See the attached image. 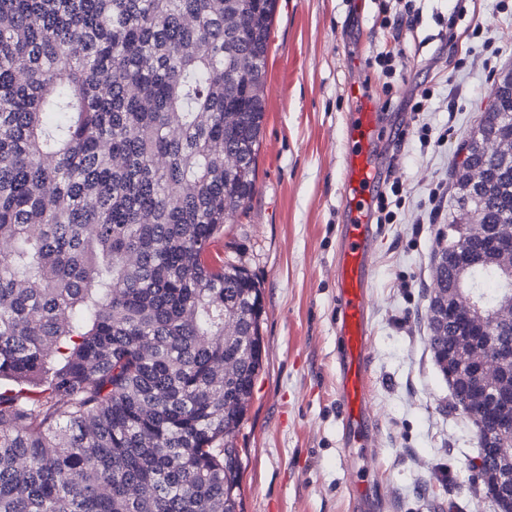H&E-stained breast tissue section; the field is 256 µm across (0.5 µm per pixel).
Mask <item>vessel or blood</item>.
<instances>
[{
  "mask_svg": "<svg viewBox=\"0 0 512 512\" xmlns=\"http://www.w3.org/2000/svg\"><path fill=\"white\" fill-rule=\"evenodd\" d=\"M348 93L354 103L350 125L351 145L344 158V204L350 212V222L345 231L343 257L336 270V306L339 310L338 334L341 343L337 363L339 389L344 396L343 430L352 442L360 445L364 443L368 429L365 405L369 397V213L376 183L369 147L374 138L379 107L364 96L358 87H349Z\"/></svg>",
  "mask_w": 512,
  "mask_h": 512,
  "instance_id": "1",
  "label": "vessel or blood"
}]
</instances>
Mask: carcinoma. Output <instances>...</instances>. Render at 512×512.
Segmentation results:
<instances>
[{
    "label": "carcinoma",
    "instance_id": "1",
    "mask_svg": "<svg viewBox=\"0 0 512 512\" xmlns=\"http://www.w3.org/2000/svg\"><path fill=\"white\" fill-rule=\"evenodd\" d=\"M275 5L0 0V512H241L261 290L211 247L256 192ZM480 125L505 151L465 143L452 224L512 225V72ZM433 262L512 303L499 265ZM428 329L446 377L457 324Z\"/></svg>",
    "mask_w": 512,
    "mask_h": 512
}]
</instances>
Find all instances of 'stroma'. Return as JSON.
Masks as SVG:
<instances>
[{
	"mask_svg": "<svg viewBox=\"0 0 512 512\" xmlns=\"http://www.w3.org/2000/svg\"><path fill=\"white\" fill-rule=\"evenodd\" d=\"M451 0H277L264 78L265 117L256 193L216 247L259 282L263 367L235 437L243 512H491L474 478L479 452L452 407L427 328L437 241L455 214L447 196L431 217L430 192L451 185L463 145L512 71V0H477L448 47ZM397 53L393 77L376 64ZM377 101L372 159L378 193L404 185L392 224L370 240V434L350 444L339 413L336 266L342 250L343 162L353 104L348 85ZM425 100L424 111L404 109ZM430 129L429 144L417 131ZM367 478L372 495L354 500Z\"/></svg>",
	"mask_w": 512,
	"mask_h": 512,
	"instance_id": "35a3bbf8",
	"label": "stroma"
}]
</instances>
